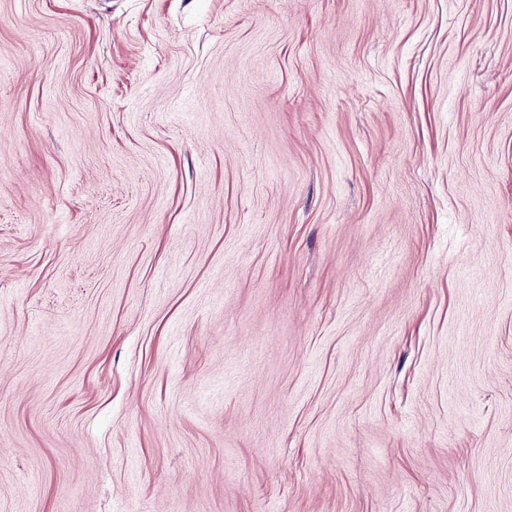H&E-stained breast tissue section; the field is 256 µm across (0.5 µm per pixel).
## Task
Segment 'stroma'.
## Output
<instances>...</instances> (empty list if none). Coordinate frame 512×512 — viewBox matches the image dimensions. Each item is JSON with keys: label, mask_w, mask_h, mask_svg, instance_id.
Returning a JSON list of instances; mask_svg holds the SVG:
<instances>
[{"label": "stroma", "mask_w": 512, "mask_h": 512, "mask_svg": "<svg viewBox=\"0 0 512 512\" xmlns=\"http://www.w3.org/2000/svg\"><path fill=\"white\" fill-rule=\"evenodd\" d=\"M0 512H512V0H0Z\"/></svg>", "instance_id": "stroma-1"}]
</instances>
